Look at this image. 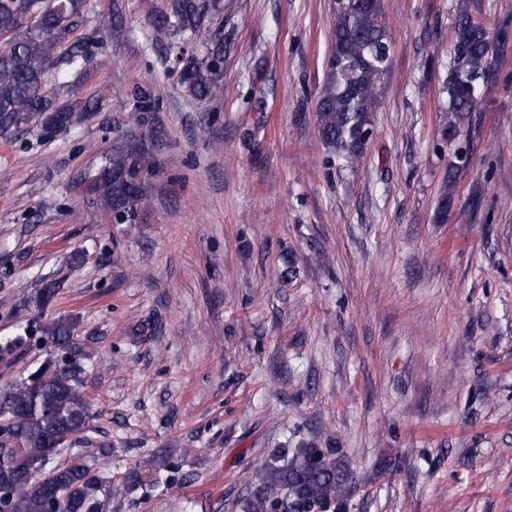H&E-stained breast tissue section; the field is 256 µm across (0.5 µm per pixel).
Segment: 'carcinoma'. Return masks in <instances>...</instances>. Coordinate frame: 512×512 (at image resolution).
I'll list each match as a JSON object with an SVG mask.
<instances>
[{
    "instance_id": "1",
    "label": "carcinoma",
    "mask_w": 512,
    "mask_h": 512,
    "mask_svg": "<svg viewBox=\"0 0 512 512\" xmlns=\"http://www.w3.org/2000/svg\"><path fill=\"white\" fill-rule=\"evenodd\" d=\"M89 8V0H0V134L36 125L46 131L79 122L87 105L46 90L54 65L84 70L91 55L78 40L62 48ZM448 43L457 65L446 82L448 122L442 136L451 141L470 122L479 87L500 50V39L479 21L471 0H458ZM223 0H165L154 27L175 28L200 41L201 58L191 55L180 68V86L194 100L220 89L230 43L215 26ZM392 37L383 0H337L330 32L327 77L316 116L321 143L347 168L363 159L374 132V117L385 90ZM156 159L144 137L124 138L84 174L87 193L117 224H136L151 197L149 175ZM459 165L448 166L438 202L447 212L456 190ZM61 285L47 280L27 297L43 311ZM76 320L59 316L26 320L23 333L0 338V359L24 353L33 337L52 352L27 376L0 387V512H112V497L122 489L94 473L78 452L54 462L63 445L90 442V402L81 374L84 344L74 336ZM352 488L349 465L335 448H285L261 465L260 483L242 503L243 512H338Z\"/></svg>"
}]
</instances>
